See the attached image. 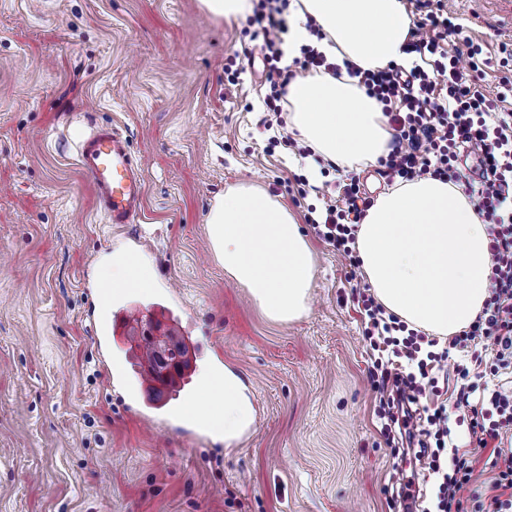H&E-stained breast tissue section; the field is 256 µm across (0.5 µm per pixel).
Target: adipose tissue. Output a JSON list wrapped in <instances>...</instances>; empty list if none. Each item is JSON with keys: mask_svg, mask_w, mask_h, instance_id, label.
<instances>
[{"mask_svg": "<svg viewBox=\"0 0 512 512\" xmlns=\"http://www.w3.org/2000/svg\"><path fill=\"white\" fill-rule=\"evenodd\" d=\"M284 64L312 43L308 20L325 37L317 49L360 70L407 65L414 27L403 0H292ZM292 127L315 152L343 165L373 163L391 138L388 119L357 78L314 73L288 86ZM212 252L272 321L292 322L308 310L313 253L294 215L265 191L230 187L207 216ZM488 236L474 201L458 186L425 177L380 195L356 233L355 250L377 301L409 326L441 338L467 329L489 296ZM197 407L204 409L225 445L254 423L249 390L232 372L206 379Z\"/></svg>", "mask_w": 512, "mask_h": 512, "instance_id": "adipose-tissue-1", "label": "adipose tissue"}]
</instances>
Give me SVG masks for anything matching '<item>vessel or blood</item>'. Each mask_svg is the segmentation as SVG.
<instances>
[{
    "mask_svg": "<svg viewBox=\"0 0 512 512\" xmlns=\"http://www.w3.org/2000/svg\"><path fill=\"white\" fill-rule=\"evenodd\" d=\"M77 160L94 187L98 209L109 222L136 223L144 207L146 179L142 167L131 156L127 137L110 126L96 127L80 139ZM95 290L98 298L96 331L108 338L112 335V305L124 292L103 280L97 281ZM156 393L165 419L178 422L181 433L207 431L204 417L188 412L196 397L185 390L183 380L157 388Z\"/></svg>",
    "mask_w": 512,
    "mask_h": 512,
    "instance_id": "obj_1",
    "label": "vessel or blood"
}]
</instances>
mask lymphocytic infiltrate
Masks as SVG:
<instances>
[{
    "label": "lymphocytic infiltrate",
    "instance_id": "f902f5d3",
    "mask_svg": "<svg viewBox=\"0 0 512 512\" xmlns=\"http://www.w3.org/2000/svg\"><path fill=\"white\" fill-rule=\"evenodd\" d=\"M416 6L426 18L412 29L407 50L422 55L423 64L358 75L359 86L382 104L393 131L386 155L378 160L380 173L390 183L431 176L462 187L474 199L489 239L491 288L478 318L449 337L444 348L386 314L373 295L359 293L364 337L376 354L369 378L381 395L384 432L401 425L438 480L434 512H512V448L504 445L512 438V109L502 108L512 99V49L497 85H483V47L464 36L446 0H416ZM287 7L288 0H257L254 7L264 66L273 75L264 105L276 119L288 103L287 86L296 70L338 71L311 46L302 47L296 69L280 67ZM451 35L460 37L465 55L443 48ZM465 152L478 156L477 176L462 172ZM372 204L354 181L340 185L337 196L324 203L319 234L350 257L352 279L359 267L352 257L355 233ZM482 342L491 347L492 358L479 353ZM453 350L468 353L469 359L455 366L460 388L450 405L440 399L439 374ZM488 375L497 377V384L483 385ZM453 409L458 412L454 418L449 415ZM454 423L466 426L470 447L490 449L495 471L490 485L479 483L473 461L453 444Z\"/></svg>",
    "mask_w": 512,
    "mask_h": 512
}]
</instances>
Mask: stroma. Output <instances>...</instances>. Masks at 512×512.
I'll return each instance as SVG.
<instances>
[{"mask_svg": "<svg viewBox=\"0 0 512 512\" xmlns=\"http://www.w3.org/2000/svg\"><path fill=\"white\" fill-rule=\"evenodd\" d=\"M450 6L496 83L512 22L493 0ZM261 45L258 25L200 0H0V512H408L401 469L430 500L427 464L376 414L367 282L347 279L348 259L313 226L329 185L356 177L374 198L389 185L361 164L310 186L296 152L270 145ZM101 125L129 137L144 170L138 223H108L78 167L77 138ZM244 182L284 204L311 246L297 321L267 319L208 247L213 202ZM126 248L155 285L119 301L137 321L110 351L135 357L131 336L171 306L190 389L219 355L250 387L256 423L232 446L147 423L150 398L130 405L109 384L95 284Z\"/></svg>", "mask_w": 512, "mask_h": 512, "instance_id": "stroma-1", "label": "stroma"}]
</instances>
